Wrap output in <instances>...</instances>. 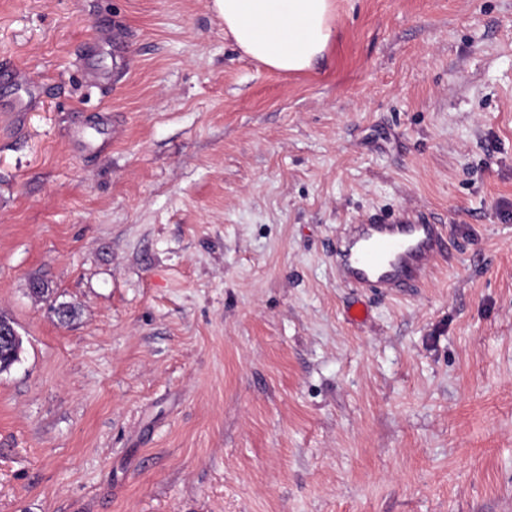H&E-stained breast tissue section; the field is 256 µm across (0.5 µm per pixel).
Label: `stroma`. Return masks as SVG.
<instances>
[{
	"instance_id": "stroma-1",
	"label": "stroma",
	"mask_w": 512,
	"mask_h": 512,
	"mask_svg": "<svg viewBox=\"0 0 512 512\" xmlns=\"http://www.w3.org/2000/svg\"><path fill=\"white\" fill-rule=\"evenodd\" d=\"M208 4L0 0V512H512V0H335L288 74ZM404 207L451 259L342 284ZM445 225L400 209L349 225L336 249L338 279L354 288L397 297L418 288L449 249Z\"/></svg>"
}]
</instances>
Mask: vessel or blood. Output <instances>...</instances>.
I'll use <instances>...</instances> for the list:
<instances>
[{
  "label": "vessel or blood",
  "mask_w": 512,
  "mask_h": 512,
  "mask_svg": "<svg viewBox=\"0 0 512 512\" xmlns=\"http://www.w3.org/2000/svg\"><path fill=\"white\" fill-rule=\"evenodd\" d=\"M444 225L401 209L350 225L336 251V274L347 285L388 297L419 287L447 253Z\"/></svg>",
  "instance_id": "b4317fda"
}]
</instances>
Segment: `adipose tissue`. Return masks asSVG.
<instances>
[{
	"instance_id": "adipose-tissue-1",
	"label": "adipose tissue",
	"mask_w": 512,
	"mask_h": 512,
	"mask_svg": "<svg viewBox=\"0 0 512 512\" xmlns=\"http://www.w3.org/2000/svg\"><path fill=\"white\" fill-rule=\"evenodd\" d=\"M241 52L279 72L319 61L333 35V0H211Z\"/></svg>"
}]
</instances>
